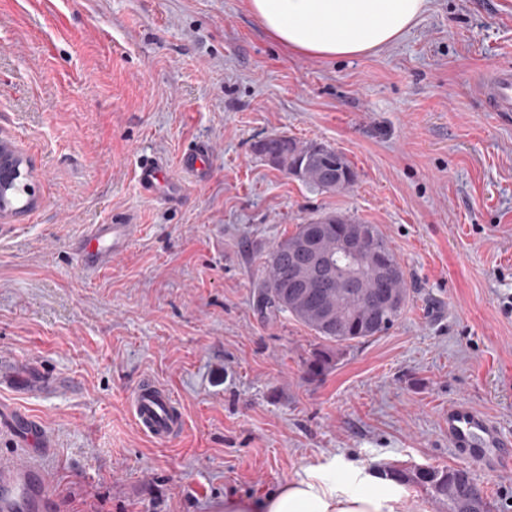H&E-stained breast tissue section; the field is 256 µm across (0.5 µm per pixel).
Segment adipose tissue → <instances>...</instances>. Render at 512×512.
<instances>
[{"label":"adipose tissue","instance_id":"obj_1","mask_svg":"<svg viewBox=\"0 0 512 512\" xmlns=\"http://www.w3.org/2000/svg\"><path fill=\"white\" fill-rule=\"evenodd\" d=\"M270 38L292 54L365 57L396 44L425 15L430 0H246ZM224 512H404L400 485L359 470L341 481L316 467L259 498H224Z\"/></svg>","mask_w":512,"mask_h":512}]
</instances>
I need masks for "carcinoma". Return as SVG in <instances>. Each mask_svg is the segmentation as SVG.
Listing matches in <instances>:
<instances>
[{
  "instance_id": "cac0c4a2",
  "label": "carcinoma",
  "mask_w": 512,
  "mask_h": 512,
  "mask_svg": "<svg viewBox=\"0 0 512 512\" xmlns=\"http://www.w3.org/2000/svg\"><path fill=\"white\" fill-rule=\"evenodd\" d=\"M254 153L263 159L278 156L283 159L281 168L285 174L301 181L306 186L320 192H338L350 187L356 173L347 158L334 147L317 142L301 144L294 138L281 135L274 139L267 137L254 144ZM325 215L311 217L299 224L289 238L276 243L265 256V276L257 291V305L272 318L289 315L296 321L313 330L328 343V347L316 351L307 365L311 377L323 375L332 365L335 351L360 343L374 336L386 333L399 320L409 302V290L401 263L380 230L374 232V242L363 258V290L352 293L348 289L320 288L317 292L291 302L282 288L287 275L290 259L285 244L308 232L312 227L323 223ZM385 252L398 266L396 278L380 284L374 281L372 269L378 254ZM385 289L398 297L393 308H381L374 304L373 297ZM319 303L334 308V318L330 325L321 326L306 316L302 309ZM387 476L404 485L425 488L432 498L442 504L445 512H491L490 504L474 484L469 472L461 467H418L410 469L391 468Z\"/></svg>"
}]
</instances>
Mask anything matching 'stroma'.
Returning <instances> with one entry per match:
<instances>
[{
  "mask_svg": "<svg viewBox=\"0 0 512 512\" xmlns=\"http://www.w3.org/2000/svg\"><path fill=\"white\" fill-rule=\"evenodd\" d=\"M512 67V0H431L398 43L320 60L283 51L245 0H0V136L32 170L33 204L0 219V354L72 389L0 391L52 439L38 449L46 512H224L308 466H456L448 406L512 437V117L482 111L485 72ZM322 142L353 185L309 189L253 152L266 136ZM209 175L181 167L197 141ZM161 159L182 194L143 193ZM377 225L409 304L343 348L254 305L268 250L314 215ZM135 224L99 273L75 246L91 224ZM168 387L183 435L160 445L128 395ZM467 470L512 512V469Z\"/></svg>",
  "mask_w": 512,
  "mask_h": 512,
  "instance_id": "obj_1",
  "label": "stroma"
}]
</instances>
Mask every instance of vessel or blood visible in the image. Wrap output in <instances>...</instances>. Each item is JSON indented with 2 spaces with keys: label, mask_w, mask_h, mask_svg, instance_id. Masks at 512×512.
<instances>
[{
  "label": "vessel or blood",
  "mask_w": 512,
  "mask_h": 512,
  "mask_svg": "<svg viewBox=\"0 0 512 512\" xmlns=\"http://www.w3.org/2000/svg\"><path fill=\"white\" fill-rule=\"evenodd\" d=\"M488 112L512 113V68L494 67L483 79L478 98ZM209 153L207 143L188 148L182 167L197 180L208 171L203 164ZM139 187L163 200L181 193L177 181L166 178L157 160L143 161L137 171ZM138 231L134 224L89 225L78 248L79 266L85 271L109 269L113 257L127 251ZM130 411L137 428L153 441L165 444L183 433L185 419L177 409L174 395L159 383L141 381L130 395ZM448 446L464 464H479L497 474L512 467V438L484 411L460 401L448 406ZM46 480L39 465L29 458L0 467V512H43Z\"/></svg>",
  "instance_id": "vessel-or-blood-1"
}]
</instances>
